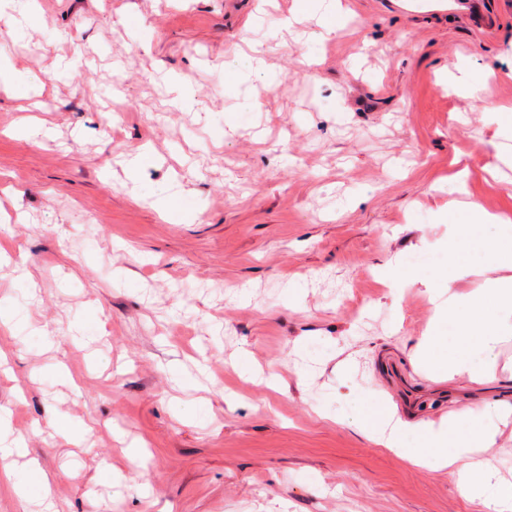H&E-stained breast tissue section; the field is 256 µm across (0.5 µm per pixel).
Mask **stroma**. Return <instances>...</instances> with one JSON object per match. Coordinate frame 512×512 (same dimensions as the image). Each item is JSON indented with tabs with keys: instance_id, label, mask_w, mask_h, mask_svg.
<instances>
[{
	"instance_id": "obj_1",
	"label": "stroma",
	"mask_w": 512,
	"mask_h": 512,
	"mask_svg": "<svg viewBox=\"0 0 512 512\" xmlns=\"http://www.w3.org/2000/svg\"><path fill=\"white\" fill-rule=\"evenodd\" d=\"M342 3L351 19L323 43L295 0H27L0 16L24 74L0 76V407L58 512H479L451 472L318 410L385 397L437 422L512 403L503 369L479 386L415 366L429 285L377 275L444 257L448 201L512 216L481 104L512 109V0ZM288 15L266 69L228 80ZM447 73L479 97L447 92ZM182 81L190 112L169 104ZM251 90L260 109L241 111ZM143 145L133 180L120 157ZM162 192L182 222L154 208Z\"/></svg>"
}]
</instances>
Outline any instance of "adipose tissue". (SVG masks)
<instances>
[{
    "mask_svg": "<svg viewBox=\"0 0 512 512\" xmlns=\"http://www.w3.org/2000/svg\"><path fill=\"white\" fill-rule=\"evenodd\" d=\"M448 213L463 221L453 227L446 265L412 267L398 259L383 266L381 274L392 285L424 278L434 284V313L416 345L414 361L435 376L488 383L496 379L497 359L508 341L501 325L512 321V246L483 237L484 226L503 218L485 211L478 201L449 204ZM469 278L478 280L477 288L453 290V283ZM356 424L371 442L409 464L451 469L459 494L483 512H512V482L499 479L477 460L512 425V404L493 401L479 416L466 407L437 423H410L379 402L359 413Z\"/></svg>",
    "mask_w": 512,
    "mask_h": 512,
    "instance_id": "1",
    "label": "adipose tissue"
}]
</instances>
